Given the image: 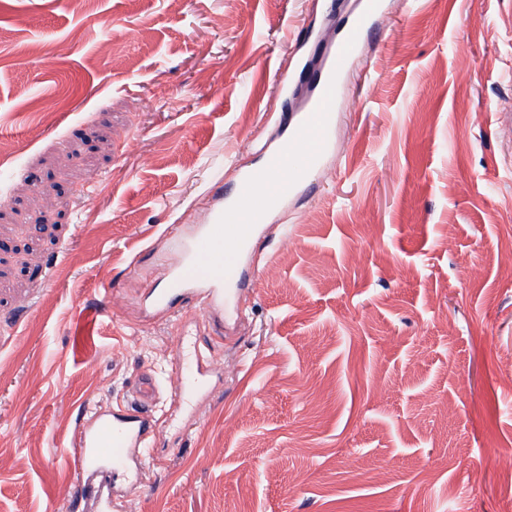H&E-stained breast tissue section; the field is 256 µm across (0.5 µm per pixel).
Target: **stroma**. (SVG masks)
<instances>
[{
  "label": "stroma",
  "mask_w": 512,
  "mask_h": 512,
  "mask_svg": "<svg viewBox=\"0 0 512 512\" xmlns=\"http://www.w3.org/2000/svg\"><path fill=\"white\" fill-rule=\"evenodd\" d=\"M326 2L0 0V512H73L83 403L175 390L183 323L221 379L115 512H507L512 0H384L234 329L143 303L304 108L274 73Z\"/></svg>",
  "instance_id": "1"
}]
</instances>
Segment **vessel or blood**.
Listing matches in <instances>:
<instances>
[{
  "mask_svg": "<svg viewBox=\"0 0 512 512\" xmlns=\"http://www.w3.org/2000/svg\"><path fill=\"white\" fill-rule=\"evenodd\" d=\"M381 7V0H365L338 39L320 48L322 64L307 75L313 92L286 141L270 148L259 168L241 170L231 197L210 223L200 225L183 244L182 258L165 287L149 295L150 308L171 306L190 294L208 313L235 311L241 287L253 284L255 278L254 270L244 269L242 260L260 236L271 205L298 192L304 180L319 169L330 145L340 79L364 39L373 35V19ZM189 359V370L170 394L171 400L187 409L208 395L215 374L197 349H190ZM162 392L155 373L144 372L130 403L110 410L87 406L76 436L65 446L77 469L73 505L83 506L85 512H113L124 495V477L143 473L150 466L149 442L159 421Z\"/></svg>",
  "mask_w": 512,
  "mask_h": 512,
  "instance_id": "vessel-or-blood-1",
  "label": "vessel or blood"
}]
</instances>
